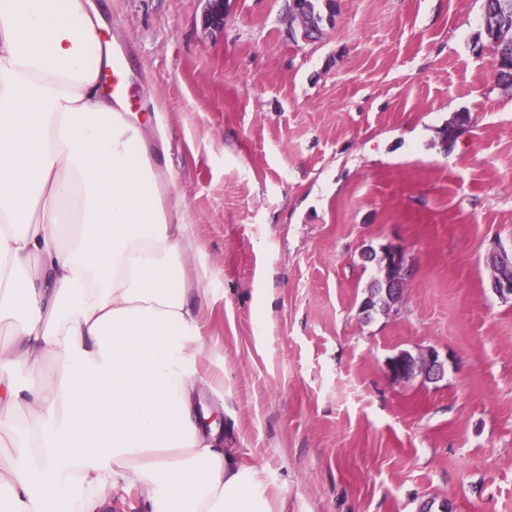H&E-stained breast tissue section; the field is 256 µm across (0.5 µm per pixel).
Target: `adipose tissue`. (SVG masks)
<instances>
[{
	"instance_id": "adipose-tissue-1",
	"label": "adipose tissue",
	"mask_w": 512,
	"mask_h": 512,
	"mask_svg": "<svg viewBox=\"0 0 512 512\" xmlns=\"http://www.w3.org/2000/svg\"><path fill=\"white\" fill-rule=\"evenodd\" d=\"M109 62L90 0H0V512H275L202 402L210 269Z\"/></svg>"
}]
</instances>
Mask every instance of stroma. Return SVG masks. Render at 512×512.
Wrapping results in <instances>:
<instances>
[{
    "label": "stroma",
    "instance_id": "35a3bbf8",
    "mask_svg": "<svg viewBox=\"0 0 512 512\" xmlns=\"http://www.w3.org/2000/svg\"><path fill=\"white\" fill-rule=\"evenodd\" d=\"M137 110L161 113L169 192L212 270L224 440L282 512H512V89L482 0H337L313 43L288 0H96ZM469 117L453 143L442 131ZM411 267L364 320L365 249ZM436 348L443 379L392 380Z\"/></svg>",
    "mask_w": 512,
    "mask_h": 512
}]
</instances>
